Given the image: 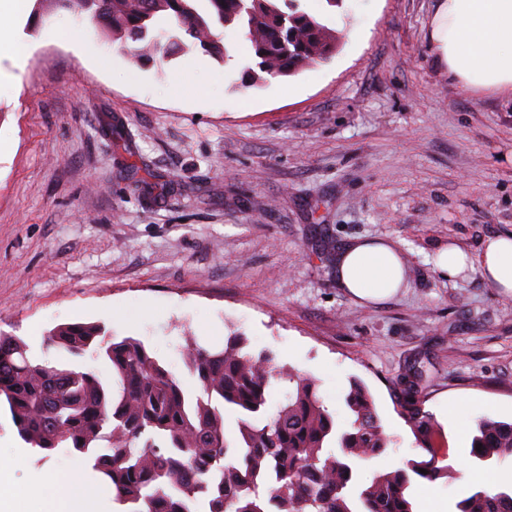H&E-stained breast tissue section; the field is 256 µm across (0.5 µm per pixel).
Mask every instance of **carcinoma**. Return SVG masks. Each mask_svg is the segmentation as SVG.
Here are the masks:
<instances>
[{
	"label": "carcinoma",
	"instance_id": "carcinoma-1",
	"mask_svg": "<svg viewBox=\"0 0 512 512\" xmlns=\"http://www.w3.org/2000/svg\"><path fill=\"white\" fill-rule=\"evenodd\" d=\"M51 7L91 17L145 62L199 49L227 63L232 47L217 30H232L253 55L245 88L291 76L336 50V31L300 0H38L42 12ZM162 20L172 26H160ZM44 350L101 360L111 378L34 362L22 339L0 334V404L32 447L47 455L64 448L91 464L124 512H198L201 502L208 512H414L412 477L453 479L512 458V422L482 417L468 457L440 465L439 429L410 403L404 416L421 459L361 483L359 464L390 444L367 389L352 385V420L341 426L312 378L278 364L270 351H249L235 332L221 349L185 339L180 355L191 390L142 341L119 339L101 325H59ZM274 383L288 391L271 412ZM227 411L237 414L233 438L225 433ZM455 512H512V488L478 487Z\"/></svg>",
	"mask_w": 512,
	"mask_h": 512
}]
</instances>
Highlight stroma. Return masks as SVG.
Segmentation results:
<instances>
[{
    "mask_svg": "<svg viewBox=\"0 0 512 512\" xmlns=\"http://www.w3.org/2000/svg\"><path fill=\"white\" fill-rule=\"evenodd\" d=\"M23 65L0 55V332L42 357L48 331L101 324L142 340L176 376L185 337L252 350L312 377L338 420L352 382L371 393L391 444L365 463L397 468L418 454L398 399L417 396L455 464L457 415L512 420V292L476 271L442 276L434 255L477 252L512 232V95L475 92L438 65L427 30L435 0H323L303 8L336 30L335 54L290 79L241 85L246 43L227 34L223 73L185 78L190 51L132 59L87 17L26 33ZM108 53L101 67L82 52ZM356 236L392 240L405 283L383 302L336 283L332 255ZM12 472L52 474L57 490L91 467L66 450ZM512 485V459L479 478L414 480L417 512L456 504L475 484Z\"/></svg>",
    "mask_w": 512,
    "mask_h": 512,
    "instance_id": "stroma-1",
    "label": "stroma"
}]
</instances>
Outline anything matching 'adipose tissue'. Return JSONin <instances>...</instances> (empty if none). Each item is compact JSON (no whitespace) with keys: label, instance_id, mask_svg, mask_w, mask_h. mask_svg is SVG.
<instances>
[{"label":"adipose tissue","instance_id":"adipose-tissue-1","mask_svg":"<svg viewBox=\"0 0 512 512\" xmlns=\"http://www.w3.org/2000/svg\"><path fill=\"white\" fill-rule=\"evenodd\" d=\"M428 40L440 63L464 87L512 92V0H437ZM435 265L455 277L479 269L494 287L512 291V232L487 238L478 255L459 247L441 250ZM336 281L350 297L384 301L401 288L404 267L395 244L357 238L337 254ZM52 480L41 486L0 487V512H45Z\"/></svg>","mask_w":512,"mask_h":512}]
</instances>
